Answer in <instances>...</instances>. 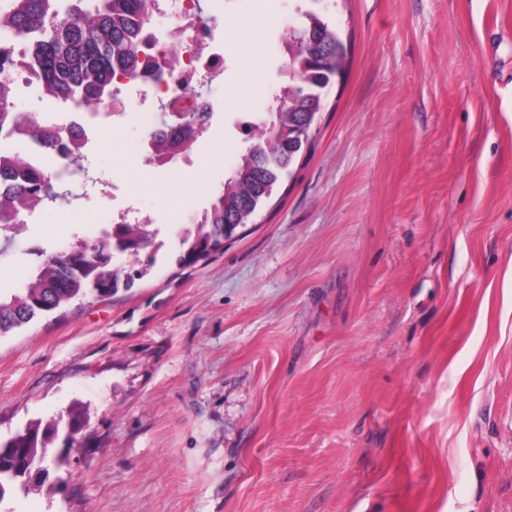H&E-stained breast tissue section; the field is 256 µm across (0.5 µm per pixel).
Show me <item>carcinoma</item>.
I'll use <instances>...</instances> for the list:
<instances>
[{
    "instance_id": "1",
    "label": "carcinoma",
    "mask_w": 512,
    "mask_h": 512,
    "mask_svg": "<svg viewBox=\"0 0 512 512\" xmlns=\"http://www.w3.org/2000/svg\"><path fill=\"white\" fill-rule=\"evenodd\" d=\"M151 19L152 0H10L7 9H0V68L15 65L12 41L24 37L29 51L23 66L39 80L44 95L78 103L110 99L116 77L135 75L141 64L152 69L168 66L166 61L161 65L140 61ZM283 44L285 80L278 85L268 117L258 118L251 130V145L198 220L172 229L181 266L220 251L236 235L238 225L253 220L309 147L323 90L336 70L345 69L342 40L313 9L302 12V20L288 27ZM3 131L56 150L64 169L82 161L78 137L65 140L59 130L35 125L27 113L14 110L9 82H0ZM188 135L183 126L166 127L153 141L156 160ZM25 166L26 154L20 152L0 161V241L6 243L26 227L21 216L41 208L55 195V185L65 183L58 176L24 173ZM163 246L146 224H111L95 241L76 235L63 249L40 250L42 260L23 287L0 291V337L93 292L104 297L120 288H133L150 271L140 263L141 253L151 248L156 254ZM117 254L129 259L115 264ZM55 430L54 420L32 423L18 438L0 442V448L17 449L14 462L21 465L29 454L48 447Z\"/></svg>"
}]
</instances>
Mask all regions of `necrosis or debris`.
<instances>
[{"label": "necrosis or debris", "instance_id": "4bbe7bcc", "mask_svg": "<svg viewBox=\"0 0 512 512\" xmlns=\"http://www.w3.org/2000/svg\"><path fill=\"white\" fill-rule=\"evenodd\" d=\"M155 13H172L177 24L171 30L154 37L152 52L167 57L179 52L180 68L163 71L162 75L140 74L127 78L123 88L115 89V106L100 104L92 111L110 114L116 119L145 115L146 103L175 104L183 112H211L214 104L202 93L208 82L224 73V45L218 37L217 18H202L196 0H156ZM87 107L59 100H47L42 115L44 122L59 128L76 125Z\"/></svg>", "mask_w": 512, "mask_h": 512}]
</instances>
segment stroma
Returning <instances> with one entry per match:
<instances>
[{"label": "stroma", "instance_id": "35a3bbf8", "mask_svg": "<svg viewBox=\"0 0 512 512\" xmlns=\"http://www.w3.org/2000/svg\"><path fill=\"white\" fill-rule=\"evenodd\" d=\"M306 0L223 15L195 171L138 163L133 118L0 255L19 287L134 204L167 237L137 288L0 337V438L84 411L41 491L0 512H512V0H320L346 47L312 147L221 252L168 231L221 188ZM261 65L238 100L242 58Z\"/></svg>", "mask_w": 512, "mask_h": 512}]
</instances>
